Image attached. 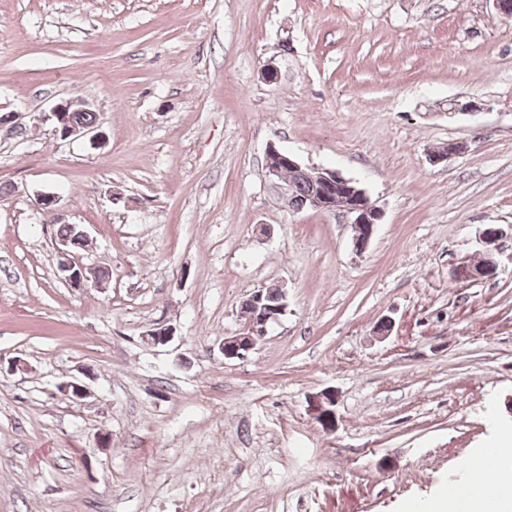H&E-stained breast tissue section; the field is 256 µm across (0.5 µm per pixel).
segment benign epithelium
Instances as JSON below:
<instances>
[{
	"instance_id": "obj_1",
	"label": "benign epithelium",
	"mask_w": 512,
	"mask_h": 512,
	"mask_svg": "<svg viewBox=\"0 0 512 512\" xmlns=\"http://www.w3.org/2000/svg\"><path fill=\"white\" fill-rule=\"evenodd\" d=\"M93 106L80 99H66L56 103L50 116L55 122V132L63 140L69 138L89 137L91 143L103 145L108 135L100 123L75 124L70 121L71 112H91ZM465 150L462 143H450L442 150L431 155V161L439 164ZM265 170L267 177L280 189L283 206L291 211L314 210L327 213L339 212L352 225L354 235L353 248L359 255L363 254L375 234L381 219V212L370 203L367 192L358 182L343 176L339 171L324 167H310L302 164L293 154L271 144L265 151ZM290 170L307 180L312 185V193L298 207L294 206L292 184L284 179L285 171ZM77 243L72 240H59L57 243L58 268L64 276L65 283L71 288L87 289L92 287L86 275L88 267L76 256ZM255 311L242 323L232 335L224 337L222 351L226 359H242L265 338L269 327L279 322L286 313L287 304L274 308L264 303V289L252 292ZM173 336L169 326L157 327L145 335L151 345H164ZM59 390L73 400L88 396L85 385L78 381H68L59 385ZM336 394L326 391L314 404L316 418L326 429L336 425Z\"/></svg>"
}]
</instances>
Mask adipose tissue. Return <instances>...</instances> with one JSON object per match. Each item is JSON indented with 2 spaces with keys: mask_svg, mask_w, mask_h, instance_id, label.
Listing matches in <instances>:
<instances>
[{
  "mask_svg": "<svg viewBox=\"0 0 512 512\" xmlns=\"http://www.w3.org/2000/svg\"><path fill=\"white\" fill-rule=\"evenodd\" d=\"M512 458V434L497 446L478 449L472 462L481 473L491 474L490 486L463 492L456 487L441 490L432 499L408 504L406 512H507L512 507V475L502 467Z\"/></svg>",
  "mask_w": 512,
  "mask_h": 512,
  "instance_id": "adipose-tissue-1",
  "label": "adipose tissue"
}]
</instances>
